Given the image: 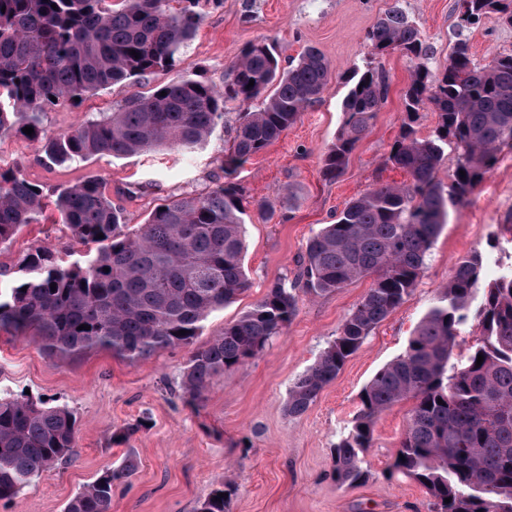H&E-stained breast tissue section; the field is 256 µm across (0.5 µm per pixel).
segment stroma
<instances>
[{
    "label": "stroma",
    "mask_w": 512,
    "mask_h": 512,
    "mask_svg": "<svg viewBox=\"0 0 512 512\" xmlns=\"http://www.w3.org/2000/svg\"><path fill=\"white\" fill-rule=\"evenodd\" d=\"M456 2L224 0L220 7L207 8L185 50L184 64L85 95L75 106H58L45 112L42 124L48 134L64 133L97 113L117 110L130 95L185 75L223 85L242 49L260 38L276 45L282 65L310 45L332 63V78L321 99L235 175L251 202L245 218L248 286L235 303L204 322L196 340L201 346L250 310L274 282L298 279L308 239L333 223L345 202L377 181H406L404 172L385 165L400 130L401 93L412 72L397 52L381 60L390 83L388 99L338 179L323 177V154L342 127L348 69L366 67L372 60L366 36L377 20L400 5L434 46L429 66L440 72L448 65L457 28ZM467 36L476 58L512 53V26L488 21ZM237 123V108H228L208 144L190 155L150 151L74 166L38 162L35 144L14 129L0 134V167H20L48 195L89 177L101 179L113 206L134 230L160 200L204 193L223 179L220 158ZM264 200L275 203L274 216L258 211ZM55 216L46 210L40 223L24 226L11 244L0 247V268L17 270L26 254L43 247L66 260L85 253V246L55 223ZM475 251L485 257V280L512 268V148L502 150L469 202L450 210L411 295L298 417L286 410L290 386L335 339L370 288V279L318 297L301 295L298 315L284 334L258 357L216 377L196 405L185 402L179 388L189 349H164L135 363L107 350L59 360L48 358L29 338L0 332V395L27 394L68 406L78 416L70 458L44 471L13 502H0V512H63L85 485L129 456L136 459L137 469L129 481L114 486L112 512H197L211 490L227 481L235 487L229 512H354L358 504L372 512H430L429 497L418 483L388 473L410 402L376 419L372 446L364 456L370 472L366 484L338 487L331 476L332 450L359 409L364 385L404 351L452 277L456 259ZM144 416L150 419L147 429L128 442H114L116 432Z\"/></svg>",
    "instance_id": "obj_1"
}]
</instances>
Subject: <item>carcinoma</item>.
Returning a JSON list of instances; mask_svg holds the SVG:
<instances>
[{
	"instance_id": "carcinoma-1",
	"label": "carcinoma",
	"mask_w": 512,
	"mask_h": 512,
	"mask_svg": "<svg viewBox=\"0 0 512 512\" xmlns=\"http://www.w3.org/2000/svg\"><path fill=\"white\" fill-rule=\"evenodd\" d=\"M204 1L218 2L122 0L114 10L107 0H0V133L17 124L33 128L29 140L39 144L46 163L161 148L192 153L229 104L255 105L240 113L224 147V182L205 194L162 200L134 233L125 231L98 181L59 187V223L95 251L66 264L39 248L25 256L7 289L0 288V331L32 337L51 358L108 350L136 362L163 349L190 348L180 387L191 401L214 378L263 353L298 314L296 284L281 279L254 308L195 346L207 317L235 302L248 284L244 216L250 201L232 176L321 98L330 63L308 47L284 68L275 48L260 39L243 48L222 87L182 76L57 136L45 132L42 116L88 93L175 68L204 21ZM457 10L456 40L439 74L426 65L434 47L400 7L367 33L372 55L399 51L414 63L399 134L385 160L409 180L377 183L309 239L299 275L305 293L320 296L367 276L373 282L339 335L290 387L291 416L309 409L371 331L410 296L449 210L467 203L503 148L512 147V54L477 61L465 35L483 20L512 26V0H457ZM348 82L342 129L323 155L329 180L343 173L389 93L386 73L377 67L352 68ZM427 101L438 120L421 138L414 123ZM448 146L457 157L443 183L436 173ZM45 199L19 168L0 170V246L39 221ZM484 262L479 252L458 259L405 351L363 387L360 409L332 450L337 485L369 480L364 453L375 420L409 400L391 473L422 485L431 512H512V270L483 287ZM469 321L477 323L478 337L467 355L455 358L456 336ZM82 324L90 329H79ZM76 428L77 416L66 406L0 397V502L14 500L67 458ZM135 471V461L126 458L79 491L64 512H112L114 484ZM231 496L230 487L215 488L198 512H228Z\"/></svg>"
}]
</instances>
